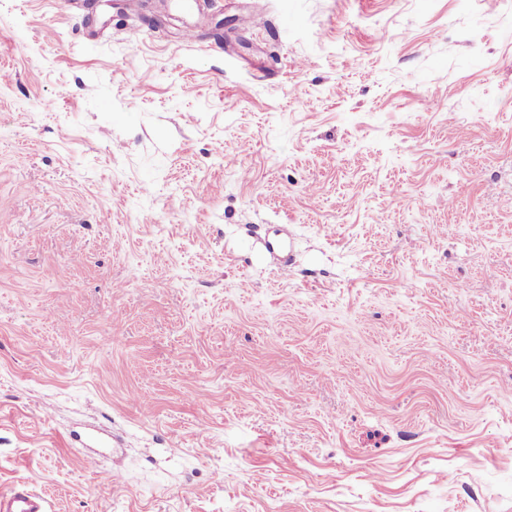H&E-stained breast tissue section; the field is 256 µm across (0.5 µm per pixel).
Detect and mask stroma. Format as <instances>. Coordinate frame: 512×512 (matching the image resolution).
Here are the masks:
<instances>
[{"mask_svg": "<svg viewBox=\"0 0 512 512\" xmlns=\"http://www.w3.org/2000/svg\"><path fill=\"white\" fill-rule=\"evenodd\" d=\"M178 3L0 0V495L512 512V0Z\"/></svg>", "mask_w": 512, "mask_h": 512, "instance_id": "stroma-1", "label": "stroma"}]
</instances>
